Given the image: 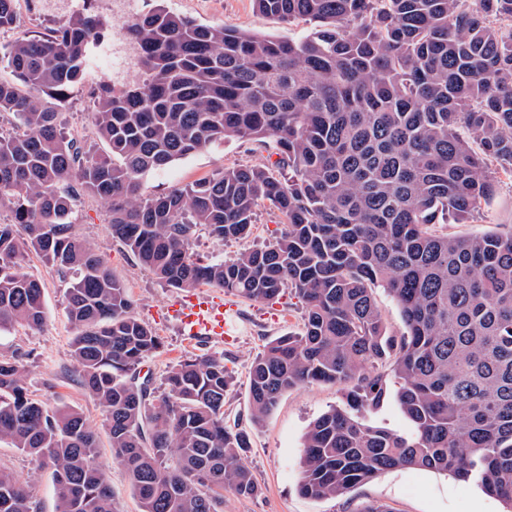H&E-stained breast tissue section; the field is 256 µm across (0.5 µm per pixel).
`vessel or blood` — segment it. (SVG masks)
<instances>
[{
  "mask_svg": "<svg viewBox=\"0 0 512 512\" xmlns=\"http://www.w3.org/2000/svg\"><path fill=\"white\" fill-rule=\"evenodd\" d=\"M233 311L232 304L205 291L176 297L168 306L169 314L176 319L185 340L190 343L231 340L237 329Z\"/></svg>",
  "mask_w": 512,
  "mask_h": 512,
  "instance_id": "1",
  "label": "vessel or blood"
}]
</instances>
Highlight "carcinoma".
Wrapping results in <instances>:
<instances>
[{
  "instance_id": "1",
  "label": "carcinoma",
  "mask_w": 512,
  "mask_h": 512,
  "mask_svg": "<svg viewBox=\"0 0 512 512\" xmlns=\"http://www.w3.org/2000/svg\"><path fill=\"white\" fill-rule=\"evenodd\" d=\"M306 34L278 39L202 25L163 8L122 22L138 77L104 79L89 119L106 144L66 137L57 109L112 23L76 12L46 37L0 46L17 82L0 81V329L45 323L34 250L66 286L83 387L99 405L113 458L140 512H222L224 491L258 493L224 424V357L178 361L156 394L137 369L162 342L129 291L75 231V200L108 203L112 239L168 286L254 301L290 289L302 329L266 344L248 369L260 424L289 389L344 388L304 437L300 491L336 497L398 467L451 473L512 506V230L462 238L512 173V0H253ZM20 26L0 0V31ZM226 139L274 142L276 159L234 165L153 197L142 179ZM268 203L286 228L230 261L198 257L199 231L251 236ZM404 331L386 333L373 287ZM408 428L364 422L389 396ZM0 443L52 469L56 512H118L83 414L28 391L22 356L0 360ZM0 512H40L29 485L0 468Z\"/></svg>"
}]
</instances>
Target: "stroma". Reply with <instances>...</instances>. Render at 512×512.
Listing matches in <instances>:
<instances>
[{
	"instance_id": "35a3bbf8",
	"label": "stroma",
	"mask_w": 512,
	"mask_h": 512,
	"mask_svg": "<svg viewBox=\"0 0 512 512\" xmlns=\"http://www.w3.org/2000/svg\"><path fill=\"white\" fill-rule=\"evenodd\" d=\"M165 7L189 16L197 23L224 25L257 35L280 38L306 33V25L291 26L260 13L253 0H139L140 12ZM114 18V0H17L20 27L0 31V45L13 42L19 33L31 36L50 34L74 11L80 9ZM112 72V58L95 51L81 80L71 89L60 108V118L68 134L93 148H102L88 114L93 91ZM268 148L230 139L211 145L142 180L144 196H156L173 186L186 185L227 166L266 162ZM77 234L96 249L113 274L128 289L135 302V314L160 337L163 348L144 362L140 374L152 389H160L173 364L191 356L216 354L233 376V386L224 404V420L233 428L250 432V446L243 462L259 488L252 497L224 495V512H361L371 502L387 505L391 512H505V504L486 495L475 483L431 470L400 467L380 473L345 494L328 499H311L300 494L302 445L310 423L341 404L344 390L336 384H301L285 392L268 417L258 425L250 420L247 372L252 360L275 337L298 331L302 326L301 304L290 293L276 303L262 304L239 299L238 339L233 346L185 344L178 324L164 308L175 291L137 263L132 254L114 241L107 229V206L101 200L81 196L75 203ZM482 220L470 224H447L443 230L454 236H474L512 230V175L500 174L497 198L484 210ZM282 225L268 204L257 208V221L250 239L225 244L199 234L195 251L212 260H227L251 245L271 239ZM27 269L45 285L46 322L41 329L14 326L0 333V359L22 355L27 383L33 395L53 406L80 410L99 435V460L106 469L119 512H139L125 469L112 458L107 430L96 401L78 380V366L70 342L75 329L65 312L63 288L53 269L37 254H30ZM0 467L28 482L40 502L42 512H54L57 489L48 469L8 445H0Z\"/></svg>"
}]
</instances>
